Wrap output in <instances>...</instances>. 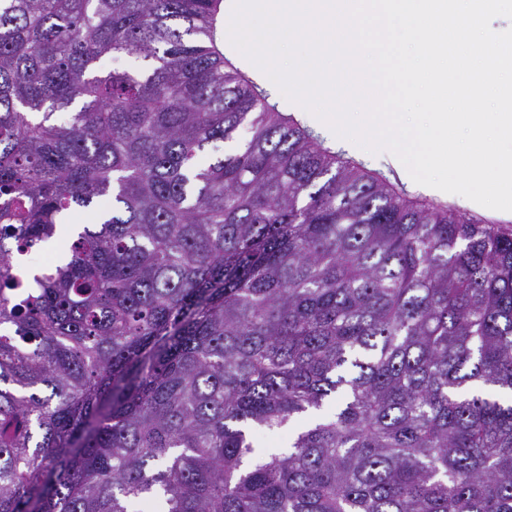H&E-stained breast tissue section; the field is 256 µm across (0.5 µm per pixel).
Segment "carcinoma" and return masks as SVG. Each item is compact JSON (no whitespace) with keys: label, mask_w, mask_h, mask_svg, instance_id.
Instances as JSON below:
<instances>
[{"label":"carcinoma","mask_w":512,"mask_h":512,"mask_svg":"<svg viewBox=\"0 0 512 512\" xmlns=\"http://www.w3.org/2000/svg\"><path fill=\"white\" fill-rule=\"evenodd\" d=\"M222 2L0 0V512H512V227L313 140ZM299 427L297 422L275 430H258L254 433L252 442L256 455L279 453L288 448V438Z\"/></svg>","instance_id":"obj_1"}]
</instances>
